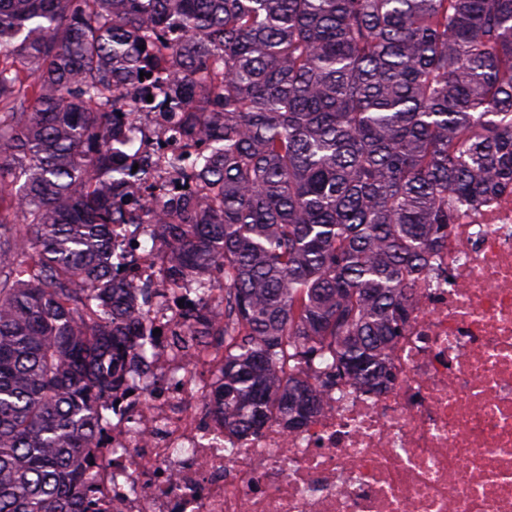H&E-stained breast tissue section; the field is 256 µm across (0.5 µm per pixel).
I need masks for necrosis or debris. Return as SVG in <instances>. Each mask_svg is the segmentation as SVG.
Returning <instances> with one entry per match:
<instances>
[{"label":"necrosis or debris","mask_w":512,"mask_h":512,"mask_svg":"<svg viewBox=\"0 0 512 512\" xmlns=\"http://www.w3.org/2000/svg\"><path fill=\"white\" fill-rule=\"evenodd\" d=\"M137 155L177 144L151 112L130 115ZM172 254L150 224L112 227L117 280L148 288L144 335L183 325L201 283L171 287ZM390 387L347 386L297 431L238 440L209 397L224 349L167 343L136 358L98 448L107 512H512V191L460 206L433 252Z\"/></svg>","instance_id":"necrosis-or-debris-1"}]
</instances>
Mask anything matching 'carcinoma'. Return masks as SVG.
Returning <instances> with one entry per match:
<instances>
[{
    "mask_svg": "<svg viewBox=\"0 0 512 512\" xmlns=\"http://www.w3.org/2000/svg\"><path fill=\"white\" fill-rule=\"evenodd\" d=\"M128 87L203 143L166 163L206 193L126 206ZM509 187L512 0H0V512H99L104 413L154 346L102 287L112 225H157L174 287L222 279L224 326L202 288L171 339L220 337L224 428L295 431L394 381L458 205Z\"/></svg>",
    "mask_w": 512,
    "mask_h": 512,
    "instance_id": "carcinoma-1",
    "label": "carcinoma"
}]
</instances>
